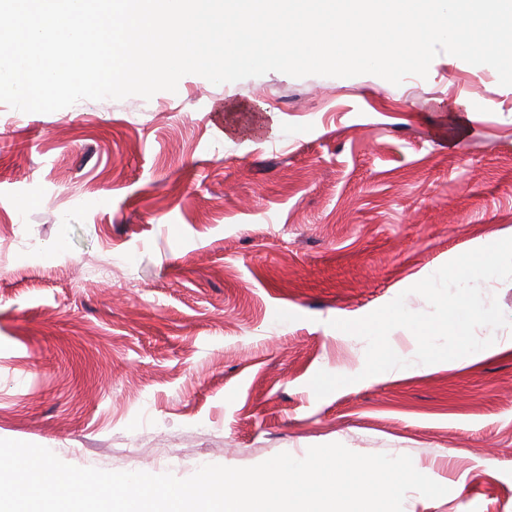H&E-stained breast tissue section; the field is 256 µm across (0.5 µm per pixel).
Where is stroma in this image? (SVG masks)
<instances>
[{
	"label": "stroma",
	"instance_id": "stroma-1",
	"mask_svg": "<svg viewBox=\"0 0 512 512\" xmlns=\"http://www.w3.org/2000/svg\"><path fill=\"white\" fill-rule=\"evenodd\" d=\"M473 113L457 128L450 110ZM512 237V86L447 53L371 74L183 76L151 99L0 103V439L171 473L340 443L512 512V326L494 352L361 378L332 327ZM353 384L316 398L318 371Z\"/></svg>",
	"mask_w": 512,
	"mask_h": 512
}]
</instances>
